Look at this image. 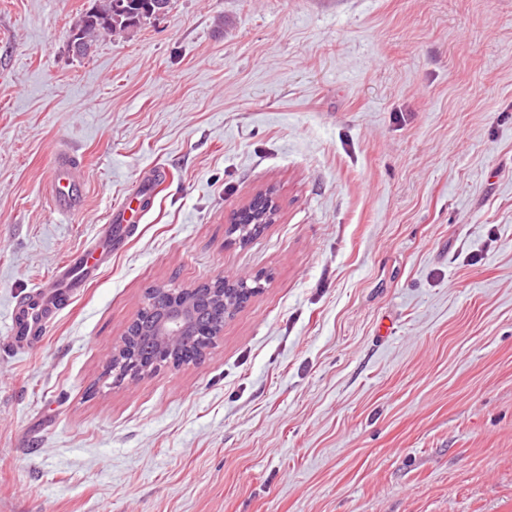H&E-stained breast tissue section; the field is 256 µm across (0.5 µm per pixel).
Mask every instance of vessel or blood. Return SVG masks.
<instances>
[{"instance_id": "vessel-or-blood-1", "label": "vessel or blood", "mask_w": 512, "mask_h": 512, "mask_svg": "<svg viewBox=\"0 0 512 512\" xmlns=\"http://www.w3.org/2000/svg\"><path fill=\"white\" fill-rule=\"evenodd\" d=\"M83 160L73 152L59 154L51 171L54 210L61 215L78 211L84 198V183L79 177ZM133 231L124 208L111 210L100 225L91 246L72 252L52 272L19 300L11 313L12 342L33 347L44 340L52 316L69 299L95 283L104 264L112 258Z\"/></svg>"}]
</instances>
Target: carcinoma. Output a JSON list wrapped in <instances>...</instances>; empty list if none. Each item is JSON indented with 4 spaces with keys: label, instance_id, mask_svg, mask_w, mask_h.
<instances>
[{
    "label": "carcinoma",
    "instance_id": "cac0c4a2",
    "mask_svg": "<svg viewBox=\"0 0 512 512\" xmlns=\"http://www.w3.org/2000/svg\"><path fill=\"white\" fill-rule=\"evenodd\" d=\"M155 2L156 0H95L91 7L85 9L80 15L70 30V35H78L93 47L103 37L128 33L144 21L155 17ZM260 204H262L260 200L252 203V206L241 214L239 232L250 240L258 235L250 221H256L262 216ZM224 296L227 302L225 306L213 298L209 288L203 287L195 291L193 299L197 309L202 312L197 334L178 351L175 361L183 363L201 358L204 350L211 343V337L204 333V328L220 326L224 323L228 307L238 308L246 300L241 289H230L224 293ZM145 320L146 316L141 315L139 322L128 328L127 336L123 337L125 345L123 359L128 363L134 361L142 368H152L158 357V351L147 337L141 335V322Z\"/></svg>",
    "mask_w": 512,
    "mask_h": 512
}]
</instances>
